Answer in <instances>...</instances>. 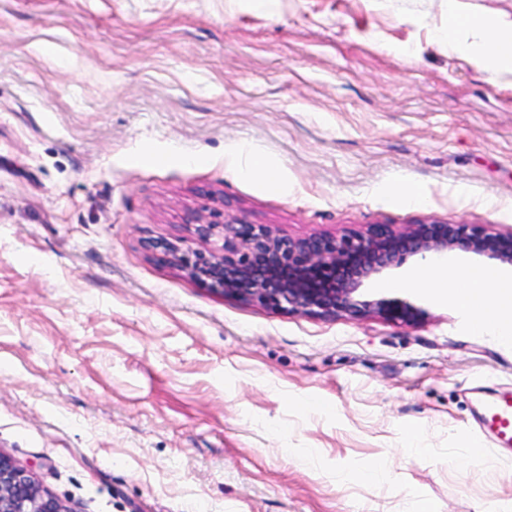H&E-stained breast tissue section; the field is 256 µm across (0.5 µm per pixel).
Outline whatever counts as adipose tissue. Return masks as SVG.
Here are the masks:
<instances>
[{
    "label": "adipose tissue",
    "mask_w": 512,
    "mask_h": 512,
    "mask_svg": "<svg viewBox=\"0 0 512 512\" xmlns=\"http://www.w3.org/2000/svg\"><path fill=\"white\" fill-rule=\"evenodd\" d=\"M455 283L447 294L449 301L463 307L478 333L496 329L505 333L512 329V280L497 271L477 275L475 269L456 271Z\"/></svg>",
    "instance_id": "ef3b65f1"
}]
</instances>
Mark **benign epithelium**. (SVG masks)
I'll use <instances>...</instances> for the list:
<instances>
[{
    "instance_id": "1",
    "label": "benign epithelium",
    "mask_w": 512,
    "mask_h": 512,
    "mask_svg": "<svg viewBox=\"0 0 512 512\" xmlns=\"http://www.w3.org/2000/svg\"><path fill=\"white\" fill-rule=\"evenodd\" d=\"M194 234L222 240L212 250L184 249L155 242L191 278L246 301L322 317L363 318L387 313L411 318L413 307L389 310L366 291L369 282L401 267L410 258L437 259L461 251L496 266L512 267V232H493L480 224L420 221L397 227H370L340 237L293 238L266 226L221 224L190 216ZM288 269L282 279L277 273ZM0 512H68L27 470L0 453Z\"/></svg>"
}]
</instances>
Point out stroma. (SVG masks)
<instances>
[{
    "label": "stroma",
    "mask_w": 512,
    "mask_h": 512,
    "mask_svg": "<svg viewBox=\"0 0 512 512\" xmlns=\"http://www.w3.org/2000/svg\"><path fill=\"white\" fill-rule=\"evenodd\" d=\"M453 11L512 0H0V453L70 512H512L480 423L512 339L394 288L417 261L370 285L411 320H353L146 248H201L194 213L512 231V65L483 73L468 25L438 43ZM239 146L283 188L227 170Z\"/></svg>",
    "instance_id": "1"
}]
</instances>
